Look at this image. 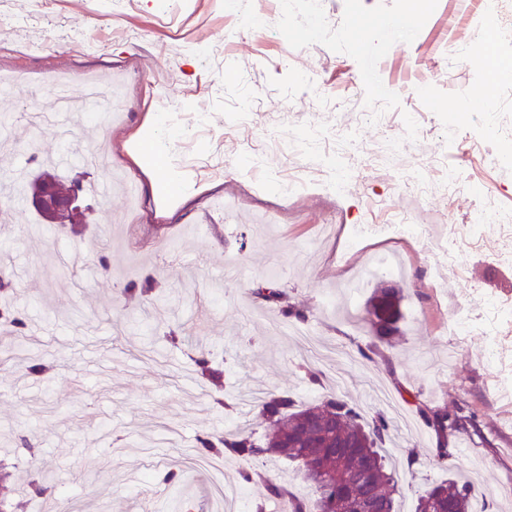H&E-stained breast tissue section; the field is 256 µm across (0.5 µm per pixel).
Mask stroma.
Segmentation results:
<instances>
[{
	"mask_svg": "<svg viewBox=\"0 0 512 512\" xmlns=\"http://www.w3.org/2000/svg\"><path fill=\"white\" fill-rule=\"evenodd\" d=\"M452 22L469 25L455 0H0V70L38 89L5 101L0 184L52 160L62 180L84 172L90 206L74 232L0 193V274L26 333L0 363V462L21 512H174L187 490L193 512H214L199 474L184 490L163 476L197 457L198 433L262 432L255 391L403 415L386 444L397 512L448 477L418 404L472 408L477 430L452 462L479 512H512V404L494 389L512 368V334L497 341L501 362H485L489 322L477 317L512 299V266L497 258L501 224L465 235L477 204L512 208V168L484 131L490 110L512 128V21L493 36L492 81L449 61ZM62 72L121 81L124 121L104 137L78 113L30 126L28 107L52 109ZM376 109L378 124L365 123ZM153 115L182 132L160 163L127 149ZM86 141L102 144L108 169L83 168ZM165 181L193 192L170 203ZM384 224L433 235H401L405 274L382 280L401 288L402 317L381 343L365 318L375 285L352 282L345 264L373 263L368 241L350 237ZM452 237L451 272L428 254ZM260 274L294 316L251 295ZM148 278L159 300L146 316L123 290ZM175 323L197 325L231 409L206 396L191 346L167 340ZM373 341L383 357L371 362L358 348ZM38 362L52 374L32 373ZM35 456L53 471L42 495L29 486Z\"/></svg>",
	"mask_w": 512,
	"mask_h": 512,
	"instance_id": "35a3bbf8",
	"label": "stroma"
}]
</instances>
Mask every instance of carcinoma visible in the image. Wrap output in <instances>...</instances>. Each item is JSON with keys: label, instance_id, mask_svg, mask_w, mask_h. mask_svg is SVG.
I'll return each mask as SVG.
<instances>
[{"label": "carcinoma", "instance_id": "1", "mask_svg": "<svg viewBox=\"0 0 512 512\" xmlns=\"http://www.w3.org/2000/svg\"><path fill=\"white\" fill-rule=\"evenodd\" d=\"M378 297L383 299L379 306L383 316L399 317L401 289H376ZM252 295L268 308H279L288 315L286 293L277 286L275 281L261 277L256 280ZM197 372L212 385H221L222 372L210 366L205 357L195 359ZM333 404L336 408L337 429L342 432L357 433L362 437L359 447L350 452L367 460L369 465L370 491L374 492L386 505L387 512H395V495L398 493L395 482L396 461L385 451L383 445L391 439L395 429L394 421L382 411L370 416L344 399L330 397L325 401L305 408H294V401L286 393H268L257 403L259 413L272 423V428L264 438L258 440L246 429L228 431L222 435L207 434L198 438L199 453L205 456L220 455L233 458L241 463V480L252 483L262 480L267 485L270 497L285 503L288 512H336L338 496L341 492V482L333 481L324 466H341L342 449L336 452L325 451L321 448H285L288 431L298 428L307 415L315 410ZM428 427L435 431L438 446L436 448L437 462L448 460V414L435 413L426 418ZM272 457L284 458L301 466L302 479L311 488V494L302 495L292 491L288 485L272 479L260 470L263 460ZM471 512L472 501L466 486H458L453 476L435 482L417 498L415 512Z\"/></svg>", "mask_w": 512, "mask_h": 512}]
</instances>
